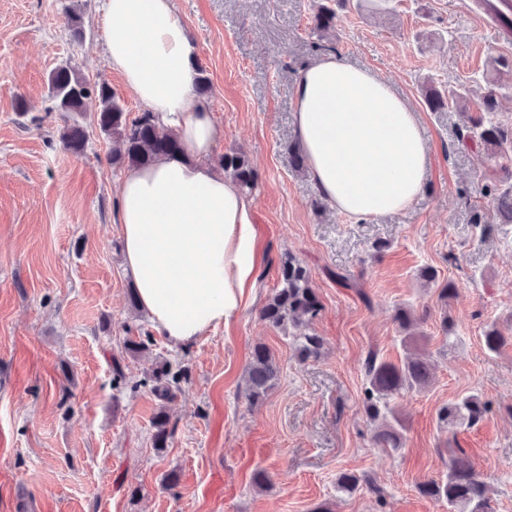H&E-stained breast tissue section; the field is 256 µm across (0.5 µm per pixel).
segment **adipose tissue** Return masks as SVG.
<instances>
[{
	"instance_id": "obj_1",
	"label": "adipose tissue",
	"mask_w": 512,
	"mask_h": 512,
	"mask_svg": "<svg viewBox=\"0 0 512 512\" xmlns=\"http://www.w3.org/2000/svg\"><path fill=\"white\" fill-rule=\"evenodd\" d=\"M106 52L182 153L131 170L118 192L125 270L175 346L231 323L258 280L252 206L210 158L212 112L195 93L197 46L173 0H105ZM295 136L321 197L354 220L406 209L430 162L417 114L382 77L329 54L294 78Z\"/></svg>"
}]
</instances>
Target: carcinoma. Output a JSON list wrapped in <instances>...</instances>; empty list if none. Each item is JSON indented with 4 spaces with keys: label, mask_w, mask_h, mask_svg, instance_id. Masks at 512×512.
Wrapping results in <instances>:
<instances>
[{
    "label": "carcinoma",
    "mask_w": 512,
    "mask_h": 512,
    "mask_svg": "<svg viewBox=\"0 0 512 512\" xmlns=\"http://www.w3.org/2000/svg\"><path fill=\"white\" fill-rule=\"evenodd\" d=\"M316 26L327 32L336 26V11L323 2L316 5ZM494 77L487 81L491 87L482 98L479 110L465 113V133L462 138L478 146L511 159L512 124L506 125L496 119L498 101L495 88L505 80L512 81V60L495 58L492 61ZM49 91L56 108L61 112H83L84 99L94 94L100 109L95 116L96 125L116 144L112 151V165L118 168L137 169L146 167L161 157L170 156L181 150L178 137L172 132H163L156 125L152 113L142 112L131 118L119 102L115 93L105 84L92 85L77 75L71 68L58 67L49 75ZM471 89L467 86L451 89L448 94L432 89L427 101L430 108L439 110L451 103L460 106L467 101ZM60 139L64 147L73 154L84 151L87 143L86 127L78 120L64 126ZM219 166L240 190H251L258 175L242 152L232 151L219 159ZM492 204L503 224H512V187L499 190L492 196ZM280 286L260 309V316L276 328H292L293 342L298 355L306 360L320 356L324 339L311 330L313 321L320 315L323 306L316 292L310 286L309 272L295 257L284 256L280 261ZM394 320L405 332L403 346L416 341L411 332L414 326L410 311L404 307L396 309ZM512 343V336H506L492 324L483 331V344L491 353L499 352ZM151 338L127 339L124 350L137 357L150 350ZM366 386L364 409L369 421L374 425V440L381 448L402 446L404 425L394 399L407 390H421L431 381L430 363L425 358H406L400 364L380 358L371 349L363 363ZM279 367L271 351L263 346H255L247 368L246 390L251 402L262 399L274 385ZM183 378L182 370H173L164 362L155 367L133 388L150 387L152 394L161 401L153 417V440L155 447L164 448L172 435L171 418L167 404L176 397ZM487 412V404L476 394H466L460 399L441 406L437 412L438 424L442 428L478 424ZM382 501L384 491L367 476H357L344 472L337 479V488L352 494L362 486ZM421 495L448 503V512H492L488 486L476 472L464 451L454 454L448 463V475L438 482L430 480L418 485Z\"/></svg>",
    "instance_id": "1"
}]
</instances>
